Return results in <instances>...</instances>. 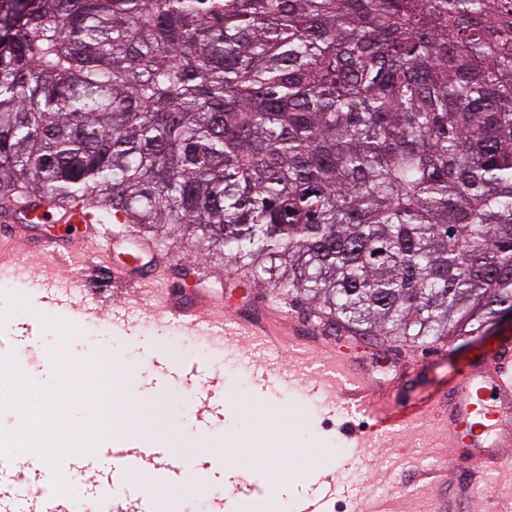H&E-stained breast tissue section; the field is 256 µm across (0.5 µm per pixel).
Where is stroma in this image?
<instances>
[{
  "label": "stroma",
  "mask_w": 512,
  "mask_h": 512,
  "mask_svg": "<svg viewBox=\"0 0 512 512\" xmlns=\"http://www.w3.org/2000/svg\"><path fill=\"white\" fill-rule=\"evenodd\" d=\"M83 250L84 261L80 264L58 260L39 268L20 265L0 269V281L16 280L27 285L18 293H0V331L20 330L37 315L39 295L52 279L81 282L82 298L97 304L100 289L113 283V269L127 264L133 254L139 255L146 271L156 276L157 287H197L192 269L202 264L209 277L211 297L223 302L229 314L270 307L278 311L284 330L302 324L318 329V336L307 345L286 353L255 344L245 354L236 349L209 351L178 331L151 321L147 306L140 304L130 309L133 326H107L86 320L67 344L66 352L75 360L106 352L112 360L120 361L127 417L147 422L151 436L171 455L210 458L221 450H230L236 468L251 473L255 481L250 493L235 499L238 512H275V504L290 506L294 497L313 491L319 485L317 471L335 466L350 453L354 436L363 430L362 416L337 412L325 397H310L303 391L309 374L325 363L322 346L349 358L370 386L384 390V402L398 398L417 403L447 388L490 345L512 340V322L507 320L487 331L424 345L388 336H353L328 327L314 306L299 299H283L273 288L254 282L229 259L197 257L190 241L179 237L167 242L155 239L150 249L140 250L127 224L100 225L98 234L84 243ZM157 356L174 365L222 361L224 387L215 390L212 398L228 404L223 428L199 432L186 416L187 403L182 394L155 393L151 360ZM268 366L278 368L289 380L284 383L280 378L271 379L265 392L255 393L256 370ZM250 430L259 438L249 444L245 437ZM453 456L447 431L427 420L374 438L366 451L368 479L371 484L389 488L395 512H429L431 477L442 472ZM277 457L284 458L297 478L287 493L272 503L264 494L275 474L272 461ZM484 480L490 485L484 498L473 495L476 483L468 481L463 512H492L493 499L512 500V470L488 472ZM226 488L223 481L207 486L190 481L177 488L157 486L153 495L158 512H189L196 500L223 493Z\"/></svg>",
  "instance_id": "1"
}]
</instances>
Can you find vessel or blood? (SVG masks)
<instances>
[{
    "label": "vessel or blood",
    "mask_w": 512,
    "mask_h": 512,
    "mask_svg": "<svg viewBox=\"0 0 512 512\" xmlns=\"http://www.w3.org/2000/svg\"><path fill=\"white\" fill-rule=\"evenodd\" d=\"M76 224L80 233L68 235L58 253L56 242L34 241L19 235V223ZM98 224L86 204H29L26 211L9 207L0 210V267L21 264L35 251L61 255L70 261L77 246L93 234ZM116 283L124 285L125 304L145 299L154 321L177 326L186 336H195L223 345L230 336L253 339L264 346L285 344V332L271 324L266 313L239 316L230 321L222 307L212 303L201 289L171 287L149 293L144 275L130 276L127 268L114 270ZM334 376L312 382L313 390L333 389L335 405L357 407L372 412L371 432L387 433L391 428L425 419L447 424L455 447V465L461 478L475 471L495 469L505 464V451L512 447V343L505 342L480 356L478 362L449 386L447 391L416 406L402 405L387 415L379 414L373 388L366 384L350 361L331 358ZM153 365L159 373L160 389L181 387L192 375L194 366L173 369L161 359ZM207 391H197L189 408L192 423L203 430L222 426L223 408L209 406ZM65 477L80 480L92 500L108 501L110 512H155L151 485L178 486L205 477L197 456L173 458L166 449L142 437L120 439L97 449L95 456L74 453L62 465ZM49 467L42 462L0 461V512H71L70 497L31 494L34 486L50 479ZM343 496L351 503L350 512H389L384 500L375 498L367 486L351 488L338 481L322 482L318 491L301 496L294 512H326L330 499Z\"/></svg>",
    "instance_id": "vessel-or-blood-1"
}]
</instances>
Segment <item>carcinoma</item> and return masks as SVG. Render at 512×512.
Returning <instances> with one entry per match:
<instances>
[{
	"instance_id": "cac0c4a2",
	"label": "carcinoma",
	"mask_w": 512,
	"mask_h": 512,
	"mask_svg": "<svg viewBox=\"0 0 512 512\" xmlns=\"http://www.w3.org/2000/svg\"><path fill=\"white\" fill-rule=\"evenodd\" d=\"M90 203L360 336L512 311L501 0H0V201Z\"/></svg>"
}]
</instances>
